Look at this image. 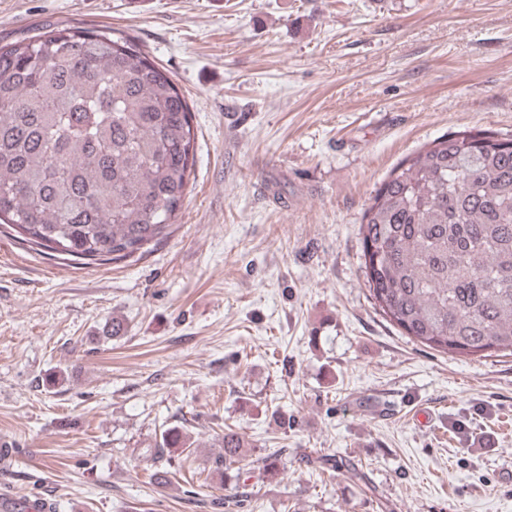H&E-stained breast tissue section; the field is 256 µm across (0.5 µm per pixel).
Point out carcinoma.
Segmentation results:
<instances>
[{
  "instance_id": "carcinoma-1",
  "label": "carcinoma",
  "mask_w": 512,
  "mask_h": 512,
  "mask_svg": "<svg viewBox=\"0 0 512 512\" xmlns=\"http://www.w3.org/2000/svg\"><path fill=\"white\" fill-rule=\"evenodd\" d=\"M184 94L125 32L48 24L0 46V233L79 265L172 233L195 166ZM386 320L450 356H512V136L443 135L405 157L361 217ZM189 436L166 429L146 459ZM242 434L224 428V471Z\"/></svg>"
}]
</instances>
